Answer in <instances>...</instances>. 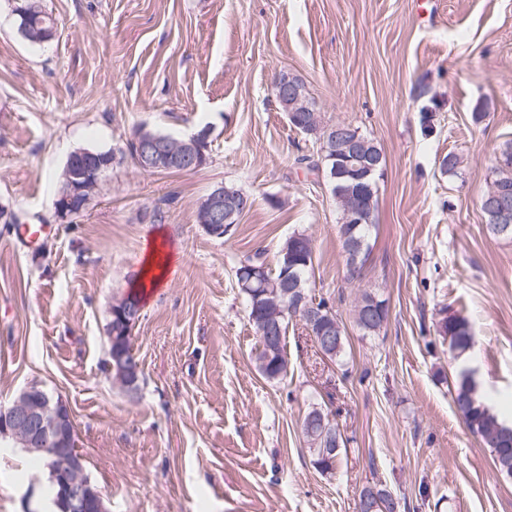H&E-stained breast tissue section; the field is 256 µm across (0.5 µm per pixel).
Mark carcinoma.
Returning <instances> with one entry per match:
<instances>
[{
    "label": "carcinoma",
    "mask_w": 512,
    "mask_h": 512,
    "mask_svg": "<svg viewBox=\"0 0 512 512\" xmlns=\"http://www.w3.org/2000/svg\"><path fill=\"white\" fill-rule=\"evenodd\" d=\"M28 7L26 24L34 39H43V34L55 28L52 15L48 13L41 0H26ZM295 117L301 121L309 120L315 123L322 131V136L330 137L333 125L324 122L321 113L317 112L312 99L308 98L299 105L291 106ZM365 143V151L380 159V164L370 174L360 168V163L352 159V155L345 151L341 143L335 144L336 152H317V158L307 155L301 156L299 162L306 164V169L317 174L324 172L327 178L330 194L336 200L339 210V235L342 250H347L349 241H360L363 251L360 256V265H365L370 253V232L375 226V211L377 207L378 180L383 176L386 159L381 147L365 134H360ZM507 188L512 191V140L506 141L500 148L497 163L493 168V179L484 194L490 197L499 189ZM364 219V223H357V219ZM291 255L294 266L293 274L299 278L301 291L307 298V303L317 307L321 312L316 329H335L336 344L330 350L329 359L341 360L346 351V328L339 320L331 299L318 296L307 283L313 270L314 251L311 239L303 233H295L286 239L280 246L275 268L268 267L261 255L255 254L239 261L235 267V283H241V271L249 267L263 269L264 288H239L244 298L248 321L255 334H260L262 322L267 315L269 298L264 296L266 289L283 282L285 273V255ZM353 322L357 329L365 336H378L383 326L381 322L389 319L388 299L378 293L364 291L355 299L352 309ZM442 317L436 321V332L442 339L448 341L449 348L457 356L471 350L474 336L470 322L454 314L447 315L440 310ZM252 362L256 371L267 381H281L288 377V354L286 345L282 344L272 357H267L266 350L257 348ZM451 400L455 410L464 418L470 431L477 435L484 445L492 450L496 470L506 478H512V426L500 421L497 415L486 407L477 395L476 384L469 375V371L461 370L455 379L451 391ZM323 412L321 407L311 408L301 420V434L311 458V464L317 470H334L343 452L347 451L348 440L331 426L333 440L323 436L321 427L309 426V419L317 417ZM369 505L373 512H401L406 503L393 492L379 488L369 493Z\"/></svg>",
    "instance_id": "cac0c4a2"
}]
</instances>
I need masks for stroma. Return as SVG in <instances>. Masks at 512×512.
Here are the masks:
<instances>
[{
    "instance_id": "stroma-1",
    "label": "stroma",
    "mask_w": 512,
    "mask_h": 512,
    "mask_svg": "<svg viewBox=\"0 0 512 512\" xmlns=\"http://www.w3.org/2000/svg\"><path fill=\"white\" fill-rule=\"evenodd\" d=\"M57 24L23 41L0 0V406L36 383L69 405L77 449L112 512H356L381 483L410 512H512V479L451 403L457 361L440 308L468 319L485 403L512 412V238L489 235L479 201L512 140V0H43ZM303 80L326 122L359 127L386 158L360 280L346 279L325 177L296 163L316 144L288 123L275 74ZM146 127H210V159L146 173L123 160L72 224L54 179L82 148H123ZM456 153L462 174L440 169ZM224 183L254 199L224 238L196 220ZM44 224L33 245L19 224ZM314 247L310 284L347 324L346 355L318 354L301 326L290 371L269 382L234 280L295 233ZM181 263L143 303L132 342L138 398L103 370L112 302L151 241ZM390 304L384 335L352 327L357 290ZM331 411L348 453L310 463L300 423ZM43 468L0 442V512H43Z\"/></svg>"
}]
</instances>
